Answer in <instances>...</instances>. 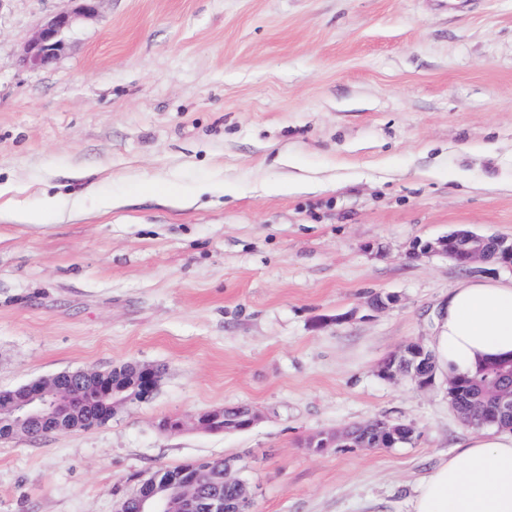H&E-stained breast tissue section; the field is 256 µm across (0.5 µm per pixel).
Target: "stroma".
I'll use <instances>...</instances> for the list:
<instances>
[{
	"instance_id": "obj_1",
	"label": "stroma",
	"mask_w": 512,
	"mask_h": 512,
	"mask_svg": "<svg viewBox=\"0 0 512 512\" xmlns=\"http://www.w3.org/2000/svg\"><path fill=\"white\" fill-rule=\"evenodd\" d=\"M74 7H0V390L162 375L106 424L0 441V512H115L159 468L227 458L253 512H411L469 428L446 379L378 367L460 280L512 278L413 253L512 239V0H100L51 67L18 66ZM46 195L60 212L25 223ZM235 405L252 428L192 423ZM379 416L416 439L345 440Z\"/></svg>"
}]
</instances>
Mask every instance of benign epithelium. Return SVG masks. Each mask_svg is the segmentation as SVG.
Listing matches in <instances>:
<instances>
[{
  "label": "benign epithelium",
  "mask_w": 512,
  "mask_h": 512,
  "mask_svg": "<svg viewBox=\"0 0 512 512\" xmlns=\"http://www.w3.org/2000/svg\"><path fill=\"white\" fill-rule=\"evenodd\" d=\"M99 0H79L71 12H61L46 20L29 42L17 64L24 68L39 69L52 65L64 50V34L80 18L90 16ZM461 247H455L457 240ZM455 238L450 234L437 244L422 247L426 253L448 255L452 250L460 254L459 265L477 261L500 259L512 267V241L496 236L476 234ZM381 374L387 378L405 375L419 387L434 383L405 365L384 366ZM160 378L158 368L139 362H126L108 371L84 370L65 372L49 378L32 381L22 388L0 391V439L18 435L56 434L76 429H87L110 420L117 409L130 400L145 401L157 389ZM227 408L204 411L196 415L197 425L215 431L216 422L226 416ZM224 486L233 491L234 509L221 492L210 489L212 475L201 472L194 481L161 473L152 475L144 486L124 500L121 512H240V506L250 501L246 484L234 477L235 465L231 460L222 462Z\"/></svg>",
  "instance_id": "obj_1"
}]
</instances>
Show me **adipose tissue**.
<instances>
[{
	"instance_id": "adipose-tissue-1",
	"label": "adipose tissue",
	"mask_w": 512,
	"mask_h": 512,
	"mask_svg": "<svg viewBox=\"0 0 512 512\" xmlns=\"http://www.w3.org/2000/svg\"><path fill=\"white\" fill-rule=\"evenodd\" d=\"M425 342L448 376L512 357V280L459 281L440 303ZM412 512H512V431L469 434L429 471Z\"/></svg>"
}]
</instances>
